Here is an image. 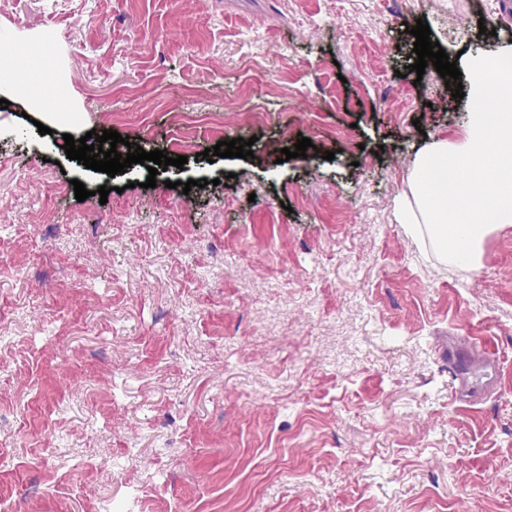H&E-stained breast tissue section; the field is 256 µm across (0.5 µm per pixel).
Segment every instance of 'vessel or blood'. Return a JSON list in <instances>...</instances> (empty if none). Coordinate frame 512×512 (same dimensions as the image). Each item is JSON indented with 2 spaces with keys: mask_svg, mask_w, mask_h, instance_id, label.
<instances>
[{
  "mask_svg": "<svg viewBox=\"0 0 512 512\" xmlns=\"http://www.w3.org/2000/svg\"><path fill=\"white\" fill-rule=\"evenodd\" d=\"M465 357L467 367L458 372L460 393L466 398L484 394L496 384L498 361L484 344L473 336H453L448 340V361L456 363L458 357Z\"/></svg>",
  "mask_w": 512,
  "mask_h": 512,
  "instance_id": "1",
  "label": "vessel or blood"
}]
</instances>
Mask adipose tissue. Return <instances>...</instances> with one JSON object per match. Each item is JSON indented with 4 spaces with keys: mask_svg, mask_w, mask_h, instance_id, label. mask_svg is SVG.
Wrapping results in <instances>:
<instances>
[{
    "mask_svg": "<svg viewBox=\"0 0 512 512\" xmlns=\"http://www.w3.org/2000/svg\"><path fill=\"white\" fill-rule=\"evenodd\" d=\"M30 53L24 63L14 54L0 56V95L28 99L44 125L80 129L79 113L43 111L41 85L54 60L40 42ZM457 66L467 76L471 103L487 102L491 109L470 113L461 137L434 140L422 151L410 192L399 202V221L410 235L429 240L441 258L463 257L476 270L486 236L512 225V44L460 57ZM477 154L488 177L475 189L463 170Z\"/></svg>",
    "mask_w": 512,
    "mask_h": 512,
    "instance_id": "adipose-tissue-1",
    "label": "adipose tissue"
}]
</instances>
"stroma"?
Here are the masks:
<instances>
[{
	"instance_id": "obj_1",
	"label": "stroma",
	"mask_w": 512,
	"mask_h": 512,
	"mask_svg": "<svg viewBox=\"0 0 512 512\" xmlns=\"http://www.w3.org/2000/svg\"><path fill=\"white\" fill-rule=\"evenodd\" d=\"M420 21L451 56L512 42V0H0L85 130L182 144L196 182L0 106V512H512V227L471 271L394 218L469 110L410 71ZM452 333L499 353L481 403Z\"/></svg>"
}]
</instances>
